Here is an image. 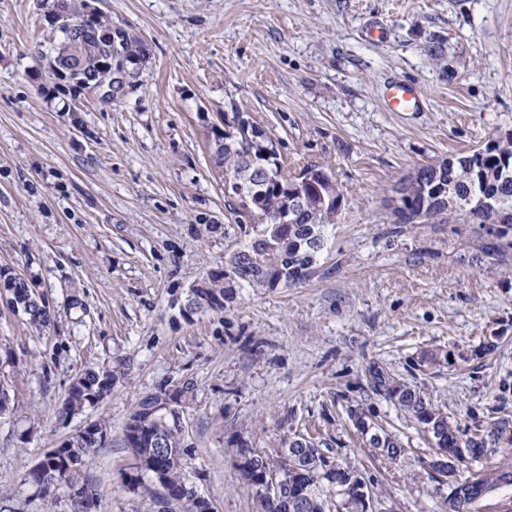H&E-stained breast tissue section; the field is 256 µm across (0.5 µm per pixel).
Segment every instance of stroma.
<instances>
[{"label":"stroma","mask_w":512,"mask_h":512,"mask_svg":"<svg viewBox=\"0 0 512 512\" xmlns=\"http://www.w3.org/2000/svg\"><path fill=\"white\" fill-rule=\"evenodd\" d=\"M90 2L144 45L108 100L48 78L52 0H0V269L36 283L52 312L39 333L0 296L10 508L68 512L65 489L38 496L27 471L99 416L120 438L143 396L189 381L184 460L219 512H252L237 440L265 450L287 433L362 464L396 512H445L418 426L371 392L365 367L386 364L452 418L501 402L512 416V251L485 255L475 224L396 223L386 200L418 167L512 134V0ZM396 82L419 86L418 108L387 109ZM228 112L261 125L290 169L329 167L344 203L310 278L191 312L193 285L246 240L209 149ZM486 336L497 350L474 357ZM438 346L451 365L412 370ZM119 363L102 404L62 416L75 377ZM357 404L389 422L400 462L371 456L346 414ZM131 464L117 446L93 458L97 512H151Z\"/></svg>","instance_id":"35a3bbf8"}]
</instances>
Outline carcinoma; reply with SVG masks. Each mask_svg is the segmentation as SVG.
Listing matches in <instances>:
<instances>
[{
	"mask_svg": "<svg viewBox=\"0 0 512 512\" xmlns=\"http://www.w3.org/2000/svg\"><path fill=\"white\" fill-rule=\"evenodd\" d=\"M243 144L238 140L224 138V148L212 155L214 167L232 169L237 166L243 154ZM269 169L265 180L255 185L254 193L259 196L258 206L262 212L277 211L283 207L285 190L291 180V172L276 162V157L262 158ZM501 182L498 202L512 208V138L496 142L493 151L484 156L481 166L475 171H460L453 190L460 196L468 194L479 197L490 189V183ZM433 205L441 211L442 224H472V212L465 209L445 208L442 198H434ZM316 207L315 198L305 202L294 224L252 223L248 229L250 240L232 251L224 262V270L209 272L207 288L212 299L196 302L193 308L224 309L234 302L239 289L267 288V279L273 272L283 276L288 283L294 280L295 271L312 266L314 258L327 244L325 231L336 224L333 216H320L310 221L309 213ZM505 229L496 233L498 241L484 246L490 256H506L512 248V239ZM267 238L274 245L265 249L257 247L260 239ZM16 304L28 307L38 306L37 297L28 282H19L16 289ZM451 352L442 349L422 351L413 360L416 370L425 374L433 369L451 363ZM370 390L383 396L403 409L423 430L430 448H446L448 452L466 449L458 457V464L464 465L482 459L497 448L512 446V420L503 416V408L488 409L484 418L470 416L473 425H461L450 420L445 409L428 400L417 388L379 362L373 361L365 368ZM104 373L88 369L73 382L67 391V400L72 410L89 406L88 391L97 388ZM167 395L166 387L157 389L156 395L148 401L140 399L131 419L136 421L138 433H133L130 423H125L120 438L133 459L136 479L150 481L160 479L168 490V496L161 502L153 503V512H203L204 499L189 483L183 461L184 430L182 422L168 409H157L162 397ZM347 415L357 434L367 437L378 455L391 463L400 460L406 448L396 435L385 426L371 419V412L359 406L347 408ZM70 448L66 452L83 459L84 467L79 470L65 468L56 460H48L39 472H27V480L42 494L48 496L57 487L67 489L78 487L84 490L88 502L97 507L102 493L97 476L92 474L90 461L106 444L83 436L78 431L67 439ZM238 448L237 467L242 479L254 490L252 512H362L358 490L351 485L350 477L361 469L347 460L340 461L337 472L324 473L319 463V445L308 438L302 444H289V437L282 436L266 452H259L245 440L236 443ZM291 467L288 483L283 487L280 498L270 499L258 488L261 479L268 473L279 472ZM512 485V471L493 469L471 474L464 480H453L449 489L451 499L445 500L448 512H478L480 496L484 490L494 491Z\"/></svg>",
	"mask_w": 512,
	"mask_h": 512,
	"instance_id": "cac0c4a2",
	"label": "carcinoma"
}]
</instances>
